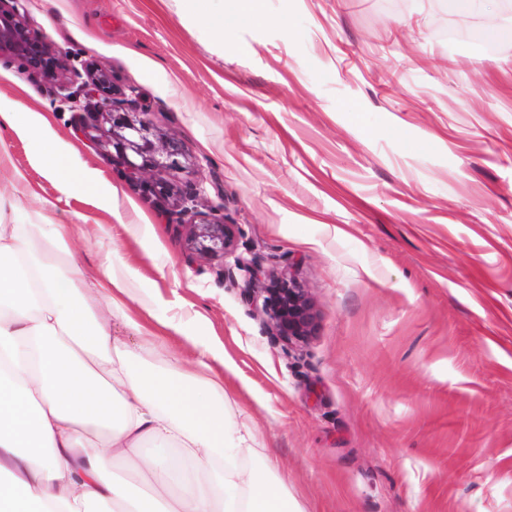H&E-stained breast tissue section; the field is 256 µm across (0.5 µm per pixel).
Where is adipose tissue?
<instances>
[{
    "instance_id": "1",
    "label": "adipose tissue",
    "mask_w": 512,
    "mask_h": 512,
    "mask_svg": "<svg viewBox=\"0 0 512 512\" xmlns=\"http://www.w3.org/2000/svg\"><path fill=\"white\" fill-rule=\"evenodd\" d=\"M25 133L44 173L66 197L98 181L58 149L47 118L0 110ZM68 224L45 226L0 193V512H305L272 460L251 465L249 425L209 365L137 371L112 333L114 317L145 327L125 304L131 291L109 270L74 259ZM133 462L140 485L113 475Z\"/></svg>"
}]
</instances>
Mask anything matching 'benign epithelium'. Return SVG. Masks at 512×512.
<instances>
[{
	"label": "benign epithelium",
	"mask_w": 512,
	"mask_h": 512,
	"mask_svg": "<svg viewBox=\"0 0 512 512\" xmlns=\"http://www.w3.org/2000/svg\"><path fill=\"white\" fill-rule=\"evenodd\" d=\"M20 2L0 0V60L17 61L30 79L48 84L60 102L70 104L77 131L97 150L115 151L130 178L139 179L155 171L175 175L191 165L183 142L175 134L157 128L145 112L120 111L124 101L116 98L119 90L106 69L94 66L82 73L67 70L60 52L20 12ZM92 98L96 112L89 123L82 111ZM148 188L170 202L169 214L177 216V223L191 225V252L203 257H234L236 268L245 273L242 295L251 303H262L275 336L288 344L314 336L317 314L296 281L283 275L256 289L255 282L264 270L257 258L236 254L233 225L203 217L196 209L193 191H182L166 180L151 182Z\"/></svg>",
	"instance_id": "1"
}]
</instances>
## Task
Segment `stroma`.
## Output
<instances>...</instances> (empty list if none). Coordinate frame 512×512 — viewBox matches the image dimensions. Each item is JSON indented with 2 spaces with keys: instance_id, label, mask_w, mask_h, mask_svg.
<instances>
[{
  "instance_id": "obj_1",
  "label": "stroma",
  "mask_w": 512,
  "mask_h": 512,
  "mask_svg": "<svg viewBox=\"0 0 512 512\" xmlns=\"http://www.w3.org/2000/svg\"><path fill=\"white\" fill-rule=\"evenodd\" d=\"M67 66L98 63L177 134L175 183L225 218L266 277L290 274L318 316L285 344L241 293L233 258L191 254L170 215L112 155L72 167L99 190L64 197L32 142L0 152L72 227L88 270L135 288V319L173 359L203 349L307 512H512V25L468 14L498 49L449 46L439 0H257L259 17L199 20L197 0H27ZM72 112L19 64L0 109Z\"/></svg>"
}]
</instances>
